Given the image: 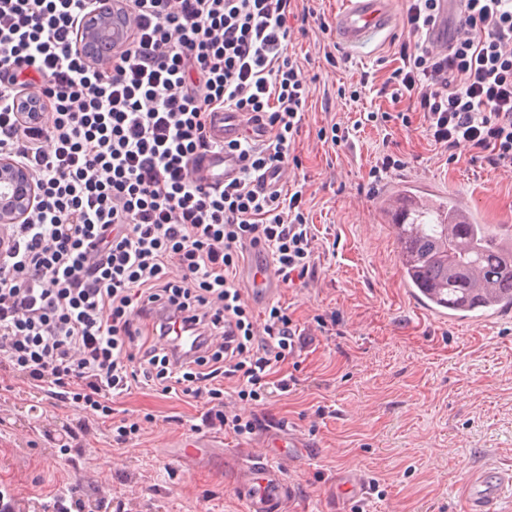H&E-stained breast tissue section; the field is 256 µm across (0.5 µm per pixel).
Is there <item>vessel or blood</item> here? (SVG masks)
<instances>
[{
  "mask_svg": "<svg viewBox=\"0 0 512 512\" xmlns=\"http://www.w3.org/2000/svg\"><path fill=\"white\" fill-rule=\"evenodd\" d=\"M395 18L389 0H343L334 18V32L338 42L348 48L366 44L377 37L390 34ZM244 132L238 113L218 112L213 116V136L227 142ZM241 161L236 154L209 153L198 158L193 167L194 177L208 182L232 179ZM244 273L248 282L250 300L262 306L279 295L284 287L270 258L262 248L247 247ZM266 450L253 451L242 463L236 490L242 498L246 512H285L284 506L293 489L284 476L283 464L276 462L267 451L271 448H295L299 442L292 436L267 440ZM341 497L350 500L367 492L362 473L349 472L340 478ZM512 490V473H503L488 465L472 475L463 486L468 512H499V503L505 492Z\"/></svg>",
  "mask_w": 512,
  "mask_h": 512,
  "instance_id": "1",
  "label": "vessel or blood"
}]
</instances>
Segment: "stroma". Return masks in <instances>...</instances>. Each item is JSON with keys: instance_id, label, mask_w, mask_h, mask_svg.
Instances as JSON below:
<instances>
[{"instance_id": "stroma-1", "label": "stroma", "mask_w": 512, "mask_h": 512, "mask_svg": "<svg viewBox=\"0 0 512 512\" xmlns=\"http://www.w3.org/2000/svg\"><path fill=\"white\" fill-rule=\"evenodd\" d=\"M390 4L397 20L390 37L358 49L338 46L330 27L291 22L288 50L310 94L289 171L305 186L319 258L308 286H284L277 300L306 324L338 318L340 332L317 337L296 364H284L299 380L296 392L259 408L227 401L229 410L257 416L262 432L298 435L288 512H466L462 486L471 474L490 460L512 470V311L472 326L420 311L380 214L387 190L416 176L436 195L467 198L482 223L512 225V178L464 152L449 161L420 131L397 125L357 127L350 147L318 137L334 123L356 126L360 111L392 110L376 89L399 64L407 2ZM328 45L339 65L326 61ZM367 74L375 89L361 103L339 95ZM385 145L405 165L374 185L369 169ZM37 398L19 382L0 390V418L9 423L0 432V483L28 512L51 486L87 491L103 481L112 512H244L235 486L254 442L210 430L209 447L184 448L201 410L196 402L135 390L115 404L154 416L135 445H114L102 426L63 451L44 433L76 424L80 413L64 403L31 411ZM351 469L363 473L368 493L344 509L336 484Z\"/></svg>"}]
</instances>
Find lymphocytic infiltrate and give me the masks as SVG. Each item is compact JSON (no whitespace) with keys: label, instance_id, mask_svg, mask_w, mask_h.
Instances as JSON below:
<instances>
[{"label":"lymphocytic infiltrate","instance_id":"1","mask_svg":"<svg viewBox=\"0 0 512 512\" xmlns=\"http://www.w3.org/2000/svg\"><path fill=\"white\" fill-rule=\"evenodd\" d=\"M132 32L108 63L83 48L99 0H0V157L27 167L36 203L0 228V380L83 414L53 437L69 447L108 424L131 445L140 420L116 399L146 388L199 402L204 428L238 437L257 422L226 393L263 406L295 392L279 368L329 333L280 304L255 312L237 278L259 245L283 283L306 281L317 236L303 190L259 188L287 165L309 94L288 51L293 0H118ZM462 39L427 42L442 0H408L400 64L383 84L413 101L427 140L512 171V0H459ZM37 89L42 108L22 102ZM264 137L224 143L213 113ZM228 149L224 184L187 175Z\"/></svg>","mask_w":512,"mask_h":512}]
</instances>
